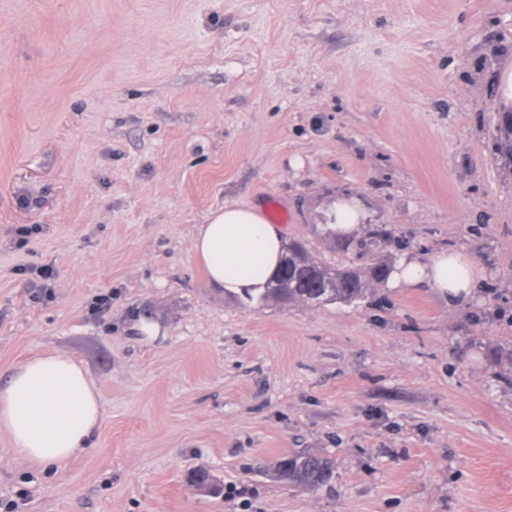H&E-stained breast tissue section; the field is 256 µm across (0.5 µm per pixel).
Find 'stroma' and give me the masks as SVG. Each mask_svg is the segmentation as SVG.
<instances>
[{
  "label": "stroma",
  "instance_id": "35a3bbf8",
  "mask_svg": "<svg viewBox=\"0 0 512 512\" xmlns=\"http://www.w3.org/2000/svg\"><path fill=\"white\" fill-rule=\"evenodd\" d=\"M510 64L512 0H0V383L62 351L105 408L59 470L0 433V512H512ZM227 203L333 267L461 252L476 286L259 308L193 251ZM298 452L332 481L275 479ZM360 214L357 200H338L328 210L326 224L337 235L349 236L355 231ZM272 470L281 482L304 490L327 485L334 474L331 461L316 453L285 456L275 463Z\"/></svg>",
  "mask_w": 512,
  "mask_h": 512
}]
</instances>
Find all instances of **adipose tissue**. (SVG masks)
Returning a JSON list of instances; mask_svg holds the SVG:
<instances>
[{"label": "adipose tissue", "instance_id": "ef3b65f1", "mask_svg": "<svg viewBox=\"0 0 512 512\" xmlns=\"http://www.w3.org/2000/svg\"><path fill=\"white\" fill-rule=\"evenodd\" d=\"M283 246L280 226L261 209L234 204L211 211L193 239L210 282L232 294L262 287ZM396 279L428 283L451 301L468 297L474 288L469 261L455 252L403 261ZM103 417L99 392L65 352L36 355L0 386V432L19 457L37 467L59 469L87 452Z\"/></svg>", "mask_w": 512, "mask_h": 512}]
</instances>
